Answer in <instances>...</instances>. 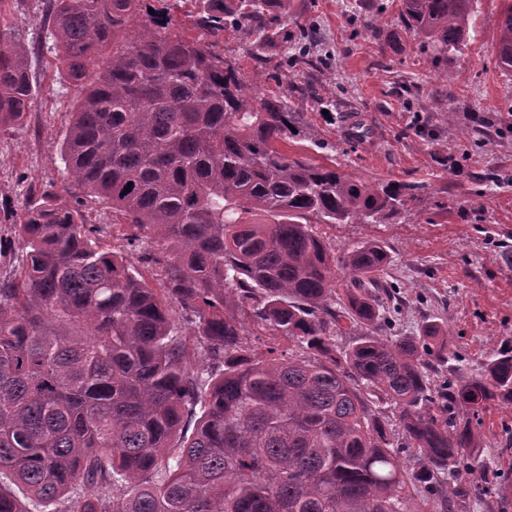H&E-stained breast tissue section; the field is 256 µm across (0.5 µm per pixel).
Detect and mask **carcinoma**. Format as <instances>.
Instances as JSON below:
<instances>
[{
	"mask_svg": "<svg viewBox=\"0 0 512 512\" xmlns=\"http://www.w3.org/2000/svg\"><path fill=\"white\" fill-rule=\"evenodd\" d=\"M49 2L35 40L0 16V132L36 98L31 55L55 54L79 93L63 180L136 229L127 245L160 249L140 271L54 190L14 225L23 259L0 248V512H428L417 489L449 498L438 475L477 447L472 420L512 403V355L436 386L448 347L435 324L391 334L385 248L338 252L312 229L380 224L407 187L288 153L283 98L141 18L144 0ZM211 2L196 24L252 35L259 55L281 0ZM400 3L434 64L475 38L477 0ZM498 27L512 72V0ZM247 324L299 352L259 350Z\"/></svg>",
	"mask_w": 512,
	"mask_h": 512,
	"instance_id": "carcinoma-1",
	"label": "carcinoma"
}]
</instances>
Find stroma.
I'll return each mask as SVG.
<instances>
[{
	"label": "stroma",
	"mask_w": 512,
	"mask_h": 512,
	"mask_svg": "<svg viewBox=\"0 0 512 512\" xmlns=\"http://www.w3.org/2000/svg\"><path fill=\"white\" fill-rule=\"evenodd\" d=\"M170 29L190 40L213 41L225 63L257 77L259 96L285 97L295 112L289 153L335 162L366 182L413 187L404 210L380 224H317L313 230L345 249L380 242L387 279L403 305L394 331L418 335L427 322L447 331L449 367L481 373L500 350L512 348V73L498 68L495 46L502 0H479L476 37L435 67L406 32L398 0H287L275 35L260 57L246 39L225 30L213 39L195 24L207 0H166ZM380 16L378 32L363 21ZM313 24L322 35L314 64L293 66L288 42ZM39 95L9 132L0 134V200L15 216L43 189L61 185L57 145L76 107L53 54L32 61ZM451 76L452 95L438 94ZM455 127L442 125L444 110ZM476 128L484 140L458 141L456 128ZM89 221L103 225V245L122 248L131 225L100 199L86 198ZM479 447L468 462L481 485L455 480L448 506L433 512H512V406L481 414Z\"/></svg>",
	"instance_id": "obj_1"
}]
</instances>
